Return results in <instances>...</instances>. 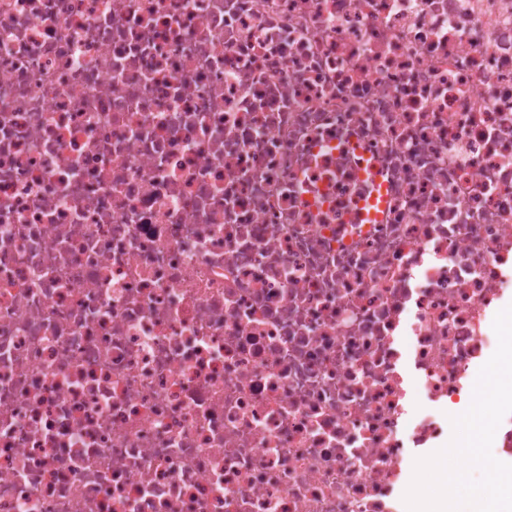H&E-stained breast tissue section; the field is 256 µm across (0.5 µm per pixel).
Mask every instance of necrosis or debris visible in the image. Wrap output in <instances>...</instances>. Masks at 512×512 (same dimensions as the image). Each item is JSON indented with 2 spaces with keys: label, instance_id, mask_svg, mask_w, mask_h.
<instances>
[{
  "label": "necrosis or debris",
  "instance_id": "1",
  "mask_svg": "<svg viewBox=\"0 0 512 512\" xmlns=\"http://www.w3.org/2000/svg\"><path fill=\"white\" fill-rule=\"evenodd\" d=\"M510 304L512 0H0V512H406Z\"/></svg>",
  "mask_w": 512,
  "mask_h": 512
}]
</instances>
